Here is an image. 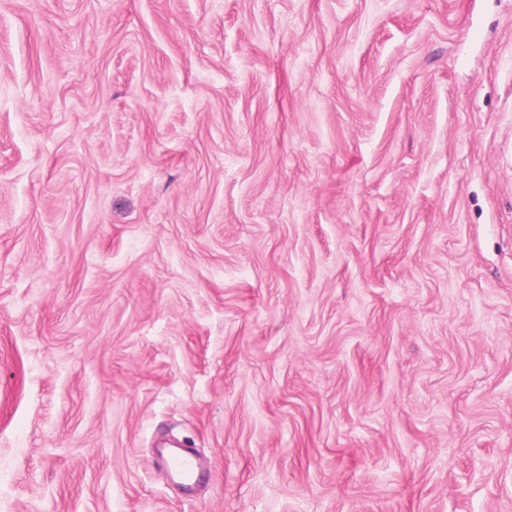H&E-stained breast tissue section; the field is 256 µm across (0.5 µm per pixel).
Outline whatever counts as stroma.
<instances>
[{"mask_svg": "<svg viewBox=\"0 0 512 512\" xmlns=\"http://www.w3.org/2000/svg\"><path fill=\"white\" fill-rule=\"evenodd\" d=\"M0 512H512V0H0Z\"/></svg>", "mask_w": 512, "mask_h": 512, "instance_id": "stroma-1", "label": "stroma"}]
</instances>
